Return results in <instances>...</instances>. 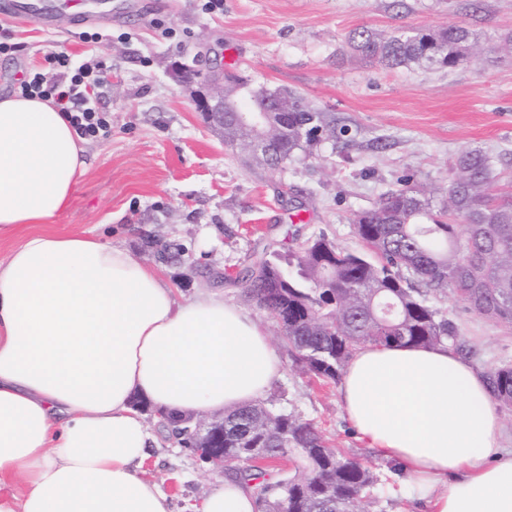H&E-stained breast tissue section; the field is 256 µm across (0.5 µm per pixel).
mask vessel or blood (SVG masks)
Listing matches in <instances>:
<instances>
[{
  "label": "vessel or blood",
  "instance_id": "1",
  "mask_svg": "<svg viewBox=\"0 0 512 512\" xmlns=\"http://www.w3.org/2000/svg\"><path fill=\"white\" fill-rule=\"evenodd\" d=\"M134 8L133 0H0V17L33 21L55 32L108 25L127 17Z\"/></svg>",
  "mask_w": 512,
  "mask_h": 512
}]
</instances>
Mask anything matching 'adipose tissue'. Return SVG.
I'll list each match as a JSON object with an SVG mask.
<instances>
[{
    "instance_id": "1",
    "label": "adipose tissue",
    "mask_w": 512,
    "mask_h": 512,
    "mask_svg": "<svg viewBox=\"0 0 512 512\" xmlns=\"http://www.w3.org/2000/svg\"><path fill=\"white\" fill-rule=\"evenodd\" d=\"M82 139L48 101L0 100V231L31 230L0 262V512H171L144 478L139 404L206 417L259 401L282 361L245 307L178 301L120 246L41 231L85 169ZM369 447L397 462L428 512H512V448L487 378L445 345L366 343L340 383ZM227 480L198 512H256Z\"/></svg>"
}]
</instances>
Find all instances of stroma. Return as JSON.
I'll return each instance as SVG.
<instances>
[{"label":"stroma","mask_w":512,"mask_h":512,"mask_svg":"<svg viewBox=\"0 0 512 512\" xmlns=\"http://www.w3.org/2000/svg\"><path fill=\"white\" fill-rule=\"evenodd\" d=\"M167 3L164 11L135 12L113 24L109 43L16 24L21 48L0 55V97L13 94L21 70L53 52L112 67L104 100L112 136L84 140L86 170L47 232L118 242L146 264L153 261L146 237L163 238L172 257L161 269L179 300L214 292L243 306L234 278L278 249L285 235L323 236L360 250L353 213L372 209L405 181L439 202L462 152L488 155L498 188L512 190V0H224L214 13L199 0ZM451 25L467 27L475 41L450 69H390L347 45L359 27ZM229 50L235 72L299 94L335 125L337 139H311L275 171L255 168L225 146L171 71L196 56L223 65ZM440 308L460 335L475 340L479 369L512 363V331L460 302ZM282 363L264 403L311 421L332 446L372 467L379 477L374 512H424L348 421L338 384L310 377L290 357ZM159 443L145 476L173 512H195L223 474L236 472L213 470L168 438Z\"/></svg>","instance_id":"stroma-1"}]
</instances>
